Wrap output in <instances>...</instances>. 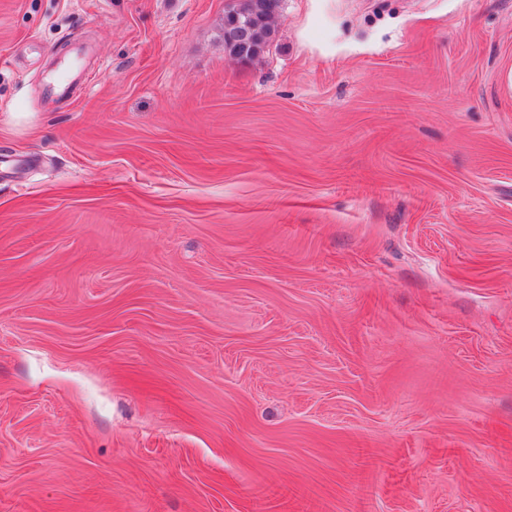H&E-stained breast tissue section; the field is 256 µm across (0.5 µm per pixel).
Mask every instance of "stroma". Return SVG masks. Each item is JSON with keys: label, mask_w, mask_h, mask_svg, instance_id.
<instances>
[{"label": "stroma", "mask_w": 512, "mask_h": 512, "mask_svg": "<svg viewBox=\"0 0 512 512\" xmlns=\"http://www.w3.org/2000/svg\"><path fill=\"white\" fill-rule=\"evenodd\" d=\"M225 5L0 0V512H512V0ZM268 1V10H267V22L264 27L257 32L255 35V49L252 56L248 59L249 61L255 59L259 56V54L264 50V48L270 42L271 36L273 34V20L275 16L279 12V8L277 9V1L278 0H266ZM246 60V61H248Z\"/></svg>", "instance_id": "stroma-1"}]
</instances>
